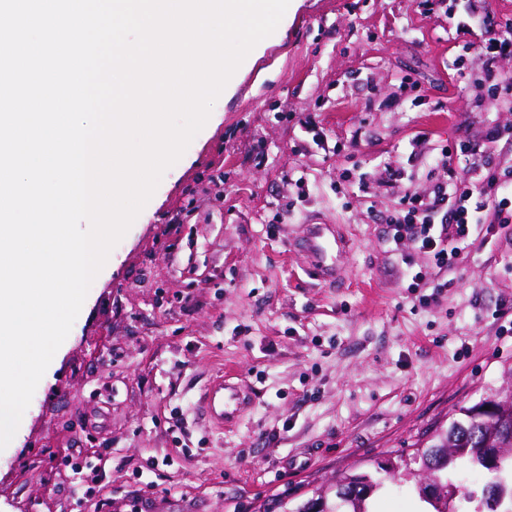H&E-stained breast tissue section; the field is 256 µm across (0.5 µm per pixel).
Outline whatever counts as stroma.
<instances>
[{"mask_svg":"<svg viewBox=\"0 0 512 512\" xmlns=\"http://www.w3.org/2000/svg\"><path fill=\"white\" fill-rule=\"evenodd\" d=\"M454 9L297 0L92 283L0 450V512H295L346 471L381 482L374 512H424L380 462L512 378V223L425 302L410 275L431 258L387 241L405 194L469 168L438 166L443 147L512 126ZM314 216L348 241L340 287L297 248ZM222 374L253 397L218 429L198 401Z\"/></svg>","mask_w":512,"mask_h":512,"instance_id":"1","label":"stroma"}]
</instances>
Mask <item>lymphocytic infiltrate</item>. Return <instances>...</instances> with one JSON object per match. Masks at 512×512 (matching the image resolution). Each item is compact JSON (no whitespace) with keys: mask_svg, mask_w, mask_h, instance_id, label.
I'll use <instances>...</instances> for the list:
<instances>
[{"mask_svg":"<svg viewBox=\"0 0 512 512\" xmlns=\"http://www.w3.org/2000/svg\"><path fill=\"white\" fill-rule=\"evenodd\" d=\"M473 60L495 86L512 88V73L500 71L498 59L512 55V26L470 43ZM512 218V165L488 170L484 178L455 174L436 182L426 195H407L387 221L392 250L412 243L431 255L438 268L453 266L485 225Z\"/></svg>","mask_w":512,"mask_h":512,"instance_id":"obj_1","label":"lymphocytic infiltrate"}]
</instances>
